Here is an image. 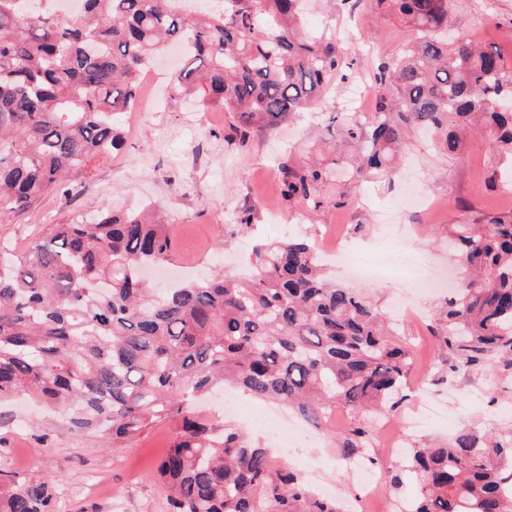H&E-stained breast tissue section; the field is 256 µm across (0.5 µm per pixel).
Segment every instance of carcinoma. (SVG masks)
Instances as JSON below:
<instances>
[{
    "label": "carcinoma",
    "mask_w": 512,
    "mask_h": 512,
    "mask_svg": "<svg viewBox=\"0 0 512 512\" xmlns=\"http://www.w3.org/2000/svg\"><path fill=\"white\" fill-rule=\"evenodd\" d=\"M305 0H81L63 16L53 0H0V222L70 196L90 165L124 143L123 115L142 72L171 41L188 44L172 89L230 114L226 138L245 147L317 100L342 65L336 43L302 28ZM416 39L382 61L374 117L348 118L357 148L349 178L390 175L417 126L459 157L456 130L490 128V182L512 185V65L495 46L448 34L450 0H373ZM289 205L319 208L336 165L278 164ZM464 276L441 310L455 368L512 355V213L448 225ZM173 256L167 225L143 209L103 205L92 224H48L0 246V398L33 397L71 432L118 447L170 420L181 430L155 476L169 512H341L288 466L191 401L230 383L326 430L336 407L395 409L410 365L388 317L353 288L328 281L316 245L290 235L253 250V274H215L160 291L143 268ZM337 440L344 457L369 448L356 419ZM411 512H512V438L459 433L412 448ZM0 512H56L54 483L0 470Z\"/></svg>",
    "instance_id": "obj_1"
}]
</instances>
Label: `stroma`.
<instances>
[{
  "instance_id": "obj_1",
  "label": "stroma",
  "mask_w": 512,
  "mask_h": 512,
  "mask_svg": "<svg viewBox=\"0 0 512 512\" xmlns=\"http://www.w3.org/2000/svg\"><path fill=\"white\" fill-rule=\"evenodd\" d=\"M487 17L480 0H452L451 24L482 45L500 48L512 61V0H497ZM303 24L309 33L336 39L345 64L318 105L291 115L281 126L257 129L246 149L226 143L229 116L218 107L200 112L186 100L165 96L164 108L142 127L127 129L124 149L92 163L76 195L48 198L34 212L0 223V241L21 247L28 235L56 222L93 221L102 205L138 208L154 205L176 243L168 266L180 271L196 263L199 270L231 268L248 274L249 248L256 239L275 241L285 230L315 236L320 226H348L355 243L378 246L387 228L378 213L396 208L405 191V174L417 175L419 193L437 197L427 214L401 211L398 234L415 252L425 255L441 279L437 289L418 297L421 321H393L396 333L410 342L407 379L427 385L448 408L447 417L416 434L417 442L447 441L466 429L512 428V367L505 356L490 358L480 369L451 371V350L437 339L436 310L448 298L447 279L456 273L446 235L452 224H468L486 214L512 212V189L488 181L494 161L489 135L461 132L463 159L435 149L418 130H409L402 173L358 185L342 182L335 189L343 206L317 209L292 206L281 199L275 174L281 159L306 163L331 143V156L344 164L355 152L343 137L329 136L332 120H344V100L352 82L372 83L378 63L398 52L413 37L404 22L382 16L371 0H309ZM251 223L239 227L242 216ZM235 232L219 240L221 227ZM480 387V401L470 399ZM54 422L49 443L36 437L35 423ZM295 453L287 463L311 486L330 489L339 501L354 498L360 485L344 468L336 442L310 423L299 421ZM177 435L163 423L123 448L106 446L96 434H73L64 419L53 417L25 400L0 404V457L20 474L57 481L59 512H169L165 487L154 472Z\"/></svg>"
}]
</instances>
